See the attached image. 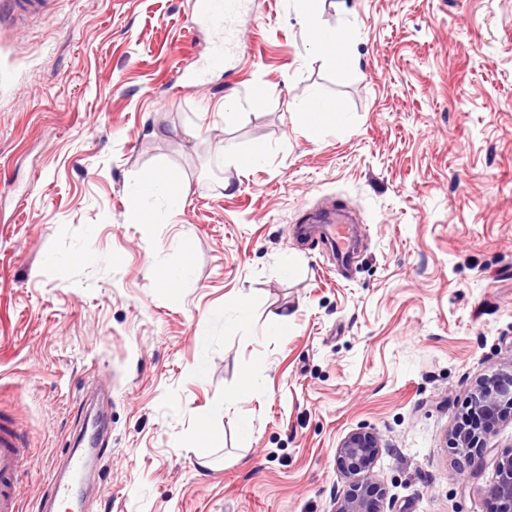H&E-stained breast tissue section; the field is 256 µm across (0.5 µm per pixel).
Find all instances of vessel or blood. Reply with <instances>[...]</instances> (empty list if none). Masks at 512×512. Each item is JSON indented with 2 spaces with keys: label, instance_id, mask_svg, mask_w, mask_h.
Segmentation results:
<instances>
[{
  "label": "vessel or blood",
  "instance_id": "obj_1",
  "mask_svg": "<svg viewBox=\"0 0 512 512\" xmlns=\"http://www.w3.org/2000/svg\"><path fill=\"white\" fill-rule=\"evenodd\" d=\"M191 27L206 26L212 40L205 58L193 75L196 82L206 81L211 71L235 67L245 54L247 45L240 33V22L253 13L252 0H194ZM15 25H24L29 18L43 14L48 0H9ZM309 234L326 239L342 263H349L353 252L352 233L343 208L330 209L326 214L309 216ZM26 446L23 435L9 421H0V512H22L17 492L18 469ZM70 479L51 478V498L65 502L78 498L79 488L74 480L86 469V459L76 452L66 457Z\"/></svg>",
  "mask_w": 512,
  "mask_h": 512
}]
</instances>
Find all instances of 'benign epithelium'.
I'll return each mask as SVG.
<instances>
[{
	"label": "benign epithelium",
	"mask_w": 512,
	"mask_h": 512,
	"mask_svg": "<svg viewBox=\"0 0 512 512\" xmlns=\"http://www.w3.org/2000/svg\"><path fill=\"white\" fill-rule=\"evenodd\" d=\"M507 410H512V373H495L482 379L461 415L459 437L453 441L455 452L468 458L481 457ZM380 448L378 434L365 429L349 433L340 442L336 467L353 479V488L336 512H384V492L373 475ZM488 494L499 503V512H512V455L497 458L495 479Z\"/></svg>",
	"instance_id": "7a95c632"
}]
</instances>
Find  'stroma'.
<instances>
[{"instance_id":"obj_1","label":"stroma","mask_w":512,"mask_h":512,"mask_svg":"<svg viewBox=\"0 0 512 512\" xmlns=\"http://www.w3.org/2000/svg\"><path fill=\"white\" fill-rule=\"evenodd\" d=\"M191 5L0 20V415L25 435V503L100 387L96 512H335L336 449L363 427L384 512H497L493 456L452 442L476 381L512 371V0H320L351 34L345 75L305 0H255L249 57L202 86L176 74L210 43ZM312 91L346 114L316 141ZM156 170L188 186L169 224L130 197ZM327 203L360 216L347 272L295 235ZM185 262L174 302L160 277ZM301 23L313 35V42L319 51L318 58L321 65L325 69L346 74L344 53L348 35L335 28L318 25L311 12L303 14ZM336 32L339 35H336Z\"/></svg>"}]
</instances>
